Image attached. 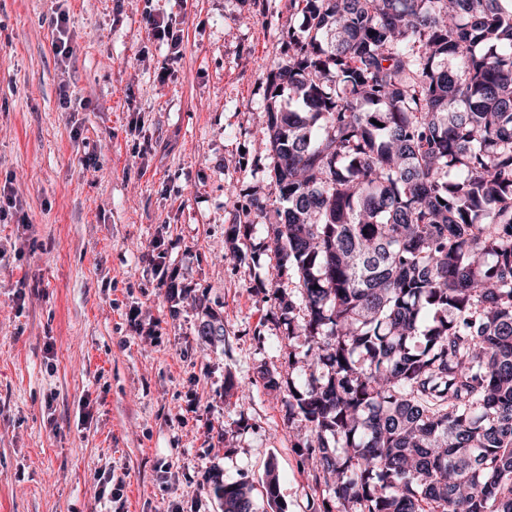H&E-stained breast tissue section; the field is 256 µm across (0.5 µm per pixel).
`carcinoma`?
<instances>
[{
  "instance_id": "1",
  "label": "carcinoma",
  "mask_w": 512,
  "mask_h": 512,
  "mask_svg": "<svg viewBox=\"0 0 512 512\" xmlns=\"http://www.w3.org/2000/svg\"><path fill=\"white\" fill-rule=\"evenodd\" d=\"M294 2L260 133L302 461L338 512H512V5Z\"/></svg>"
}]
</instances>
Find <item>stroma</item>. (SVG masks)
Returning <instances> with one entry per match:
<instances>
[{"label":"stroma","mask_w":512,"mask_h":512,"mask_svg":"<svg viewBox=\"0 0 512 512\" xmlns=\"http://www.w3.org/2000/svg\"><path fill=\"white\" fill-rule=\"evenodd\" d=\"M301 21L293 0H0V512H221L210 471L275 472L256 512H334L288 414L307 345L269 221L228 238L249 196L279 198L255 131ZM146 22L153 37L158 40H166L174 54L180 53L182 40L177 31H174L172 20L170 22L169 20L165 21L164 17L157 18V16L149 14Z\"/></svg>","instance_id":"obj_1"}]
</instances>
